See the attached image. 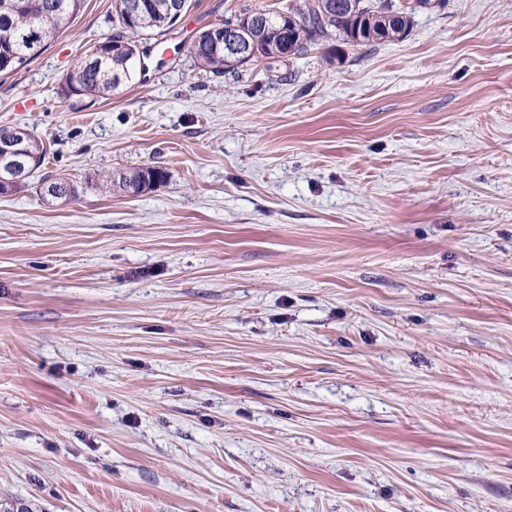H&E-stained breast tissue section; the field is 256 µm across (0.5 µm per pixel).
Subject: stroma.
<instances>
[{
	"label": "stroma",
	"instance_id": "1",
	"mask_svg": "<svg viewBox=\"0 0 512 512\" xmlns=\"http://www.w3.org/2000/svg\"><path fill=\"white\" fill-rule=\"evenodd\" d=\"M279 4L192 0L92 102L66 75L119 27L85 0L0 74V129L48 150L0 194V512H512V0L189 57Z\"/></svg>",
	"mask_w": 512,
	"mask_h": 512
}]
</instances>
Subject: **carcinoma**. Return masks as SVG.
Masks as SVG:
<instances>
[{
    "label": "carcinoma",
    "instance_id": "1",
    "mask_svg": "<svg viewBox=\"0 0 512 512\" xmlns=\"http://www.w3.org/2000/svg\"><path fill=\"white\" fill-rule=\"evenodd\" d=\"M333 11L329 15L320 13L318 0H294L285 5L293 17L284 19L277 10L265 7L246 9L237 18L256 16L261 26L253 32L254 60L275 57L280 30L285 23H294L301 30L300 43L295 54L303 53L308 46L325 38L336 37L355 43L356 36L368 45L375 39H401L409 32L412 18H407L399 28L375 10L369 0H330ZM142 4L136 21L126 26L125 15L132 4ZM175 0H115V11L121 31L114 34L118 39L126 33L148 38L163 34L173 27L170 6ZM84 0H0V73L12 72L28 65L39 57L47 45L70 23L83 8ZM218 31L204 30L198 45H190L188 52L195 63L216 74L237 72L246 66L242 59L224 56L217 47ZM135 65L129 53L112 52V40L104 42L102 55L94 62L83 60L67 74V94L87 96L92 99L108 98L119 87L132 81ZM26 150L34 169H39L46 159L47 150L41 139L26 133ZM167 173L159 167L133 169L132 178L142 183V189L152 188V181L163 182Z\"/></svg>",
    "mask_w": 512,
    "mask_h": 512
}]
</instances>
